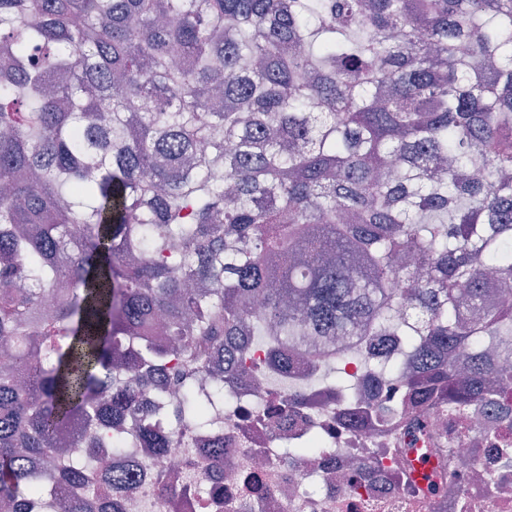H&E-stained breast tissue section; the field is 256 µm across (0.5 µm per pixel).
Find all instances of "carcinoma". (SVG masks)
<instances>
[{"label": "carcinoma", "instance_id": "obj_1", "mask_svg": "<svg viewBox=\"0 0 512 512\" xmlns=\"http://www.w3.org/2000/svg\"><path fill=\"white\" fill-rule=\"evenodd\" d=\"M36 17L39 24L28 19ZM224 167L229 184L215 176ZM52 306H45L46 298ZM512 0H0V500L89 512L35 466L120 431L144 371L191 374L210 424L252 345L310 361L357 432L397 419L448 500L442 448L479 401L512 432ZM402 337L400 361L374 337ZM364 356L361 408L338 359ZM130 381L113 383L112 366ZM291 391L275 416L307 404ZM142 448H165L141 426Z\"/></svg>", "mask_w": 512, "mask_h": 512}]
</instances>
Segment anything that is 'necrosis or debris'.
<instances>
[{
	"label": "necrosis or debris",
	"mask_w": 512,
	"mask_h": 512,
	"mask_svg": "<svg viewBox=\"0 0 512 512\" xmlns=\"http://www.w3.org/2000/svg\"><path fill=\"white\" fill-rule=\"evenodd\" d=\"M250 359L249 370L212 411L210 435L161 427L168 446L152 457L143 454L138 442L140 422L155 406L176 407L182 391L177 383L166 382V396L160 399L156 385L147 384L137 407L123 418L127 444L121 448L103 444L95 450L100 466L112 472L111 478L99 483L105 501L118 505L121 512H254L258 507L263 512H512V482L488 491L471 479L473 473L501 467L493 449L494 435L474 448L449 440L447 453L462 459L463 473L443 511L397 483L395 473L404 461L395 456L389 434L344 432L333 406L300 409L283 419L281 431H274L265 407L284 404L290 389L301 385L305 370L299 366L284 371L280 384L272 385L267 380L266 350L254 348ZM314 432L333 440L334 449L313 461L284 456L285 448L304 443ZM210 437L223 440V463L204 455ZM355 462L366 465L364 477L354 478ZM174 473L180 477L178 509L160 492ZM202 485L219 489V496L202 498L197 493Z\"/></svg>",
	"instance_id": "1"
}]
</instances>
